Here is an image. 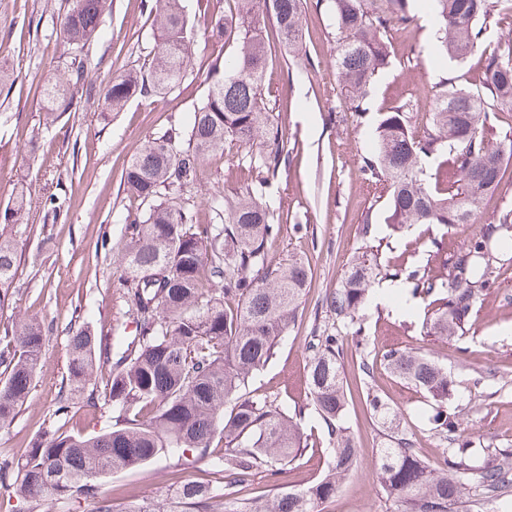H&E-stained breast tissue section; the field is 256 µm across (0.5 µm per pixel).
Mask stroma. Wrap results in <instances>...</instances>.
I'll use <instances>...</instances> for the list:
<instances>
[{"instance_id": "obj_1", "label": "stroma", "mask_w": 512, "mask_h": 512, "mask_svg": "<svg viewBox=\"0 0 512 512\" xmlns=\"http://www.w3.org/2000/svg\"><path fill=\"white\" fill-rule=\"evenodd\" d=\"M185 4L195 15V0ZM67 5L68 0H0V66L12 79L0 89V208L21 182L33 198L26 223L0 224V234L12 238L18 249L13 300L17 314L51 328L27 402L8 427L0 428V455H21L47 425L63 393L72 328L85 322L100 329L119 308L124 218L142 207L138 198L123 191L122 173L142 142L180 125L192 111L206 90L207 64L218 53L202 18L195 15L192 38L197 52L173 92L162 98L135 97L124 111L106 120L79 98L74 111L46 125L40 121L39 86L60 54V21ZM302 23L304 75L288 77L277 51L266 71V100L288 139V153L270 187L288 221L269 244L267 260L276 263L291 253L303 254L311 266L312 283L302 300L301 320L285 334L276 357L254 376L252 386L269 399L286 403L281 368L302 376L305 339L325 292L340 283L354 257L372 250L379 263L378 284L390 292L371 299L365 310L370 328L383 341L413 345L447 366L457 384L449 406L467 421L474 447L512 448V247L500 249L496 283L478 303L476 324L468 333L447 343L421 335L424 305L407 289L393 287L392 275L399 269L424 268L447 281V270L430 255L438 244L456 249L467 234L445 224H389L386 200L376 198L359 171V158L371 150L382 112L423 100L427 86L447 71L463 76L465 86L478 89L474 61L437 58L433 27L417 22L410 32L395 33L391 64L377 78L366 112L359 117L340 93L336 42L324 0H305ZM104 28L105 39L91 49L90 79L141 67L154 43L145 0H112ZM239 153L237 145H226L207 160L201 180L190 187L188 195L201 220L210 217L212 197L230 198L238 192L243 178L228 174L227 168ZM48 193L65 200L54 217L46 215L41 205ZM366 214L372 221L368 227L362 222ZM369 352V347L347 339L345 372L351 390L371 387L383 394L405 412L407 433L421 443L429 458H439L450 442L432 430L427 399L381 368L369 374L359 371V359ZM343 424L360 457L325 512H352L358 503L362 512H386L374 478L386 437L357 400L348 404ZM327 455L325 444H317L300 468L274 476L258 474L251 491L258 495L276 485H311ZM207 470L205 463L192 458L177 468L158 459L104 478L102 489L120 508L142 499L162 507L180 483L207 481Z\"/></svg>"}]
</instances>
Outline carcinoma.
<instances>
[{
  "mask_svg": "<svg viewBox=\"0 0 512 512\" xmlns=\"http://www.w3.org/2000/svg\"><path fill=\"white\" fill-rule=\"evenodd\" d=\"M233 2V9L215 13L210 0H198L212 43L236 52L211 61L205 95L184 123L139 145L122 175L123 190L146 210L124 228L119 298L124 314L150 307L153 316L136 322L133 334L116 317L100 335L83 325L70 336L66 391L89 392L111 411L112 427L92 437L62 430L58 422L71 405L60 400L30 448L17 459L0 460V487L23 505L17 512H49L54 504L82 498L94 500L96 512H323L355 470L359 449L340 426L347 405L345 337L314 330L292 401L296 413L313 410L327 436L325 474L308 487L233 496V489L249 488L263 470L299 467L308 450L307 435L288 408L253 393L250 382L297 322L312 279L300 254L265 262L267 245L284 223V214L266 201L284 150L279 122L265 102L266 64L275 42L288 48L286 63L302 49L304 0ZM331 2L336 74L350 109L360 115L388 66L391 33L413 25L418 0ZM431 2L434 50L454 60L476 56L480 89L442 75L430 86L431 108L419 132L412 129L410 105L381 113L360 172L388 201L390 223L463 226L475 223L486 199L501 188L512 156V136L500 137L486 125L489 108L512 110V41L478 51L480 18L494 9L511 13L512 0ZM111 7L112 0H70L61 19L64 51L43 82L45 123L71 111L79 93L104 117L124 111L137 95L163 94L181 84L194 54L184 0H152L156 34L144 68L113 75L102 88L91 82L89 49L105 37L102 19ZM267 14L275 19L273 34L266 29ZM233 143L246 150L237 164L243 189L230 201L212 198V217L203 223L187 189L200 179L208 156ZM434 156L443 158L446 169L431 183L424 163ZM31 207V193L22 189L0 211V222L21 224ZM510 227L512 207L503 209L498 223L481 225L467 246L453 251L445 284L418 269L408 273L412 295L431 306L426 335L450 340L471 329L490 286L494 245L507 247L503 232ZM18 267L15 243L0 236V312L10 306ZM377 275V257L363 254L322 298L326 316L359 342L368 340L362 311ZM45 340L46 329L36 320L3 329L0 428L28 400ZM376 354L388 374L429 399L433 430L455 445L443 466L432 464L413 448L403 412L367 392L366 404L393 443L377 457L390 512H461L463 499L480 501L512 486V449L490 451L496 464H469L468 422L448 412L456 382L447 368L410 347ZM103 367L106 373H98ZM187 451L208 461L210 479L183 483L162 510L144 501L119 509L102 491V480L113 473L162 456L178 465Z\"/></svg>",
  "mask_w": 512,
  "mask_h": 512,
  "instance_id": "carcinoma-1",
  "label": "carcinoma"
}]
</instances>
